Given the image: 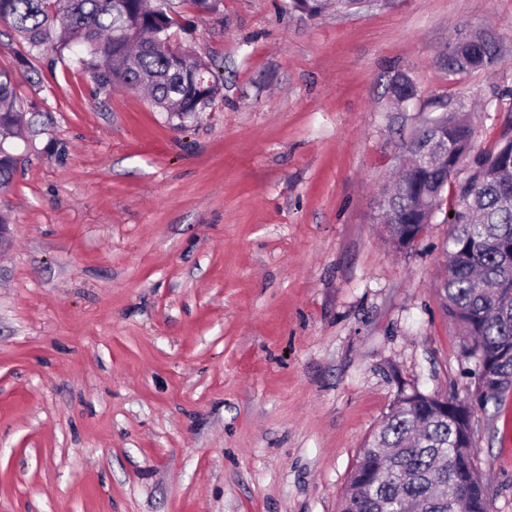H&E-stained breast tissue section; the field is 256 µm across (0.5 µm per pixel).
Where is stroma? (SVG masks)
I'll return each mask as SVG.
<instances>
[{
    "instance_id": "obj_1",
    "label": "stroma",
    "mask_w": 512,
    "mask_h": 512,
    "mask_svg": "<svg viewBox=\"0 0 512 512\" xmlns=\"http://www.w3.org/2000/svg\"><path fill=\"white\" fill-rule=\"evenodd\" d=\"M286 3L182 5L222 90L181 122L70 53L19 65L0 23L27 111L0 195V512H338L400 393H472L436 293L451 226L399 250L378 202L423 107L470 110L482 149L512 121L484 109L512 91V0ZM474 31L497 70L448 74ZM472 427L512 512V394ZM288 2L291 10L305 12L309 16L320 14L331 4H334L337 12L346 15L360 13L375 6L381 7L391 4L389 0H289ZM388 90L391 98L398 103L405 100L403 104H408L414 98L411 78L405 73L394 75L389 81Z\"/></svg>"
}]
</instances>
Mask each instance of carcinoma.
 Segmentation results:
<instances>
[{"label":"carcinoma","mask_w":512,"mask_h":512,"mask_svg":"<svg viewBox=\"0 0 512 512\" xmlns=\"http://www.w3.org/2000/svg\"><path fill=\"white\" fill-rule=\"evenodd\" d=\"M356 14L391 0H289L293 11L320 14L329 5ZM177 0H0V22L28 52L47 44L78 50L77 59L102 89L121 84L149 91L170 119L204 111L220 91L213 65L187 45L170 44ZM499 41L474 32L442 56L448 74L494 71ZM391 98L410 102L411 78L394 75ZM11 73L0 70V191L9 190L15 157L7 143L21 125ZM399 179L385 194L383 221L390 243L410 245L448 206L453 231L446 242L447 275L441 307L475 360L470 400L402 393L360 449L339 512H491L479 476L472 417L477 407L499 408L512 389V124L490 150L477 148L462 108L442 110L405 143Z\"/></svg>","instance_id":"carcinoma-1"}]
</instances>
